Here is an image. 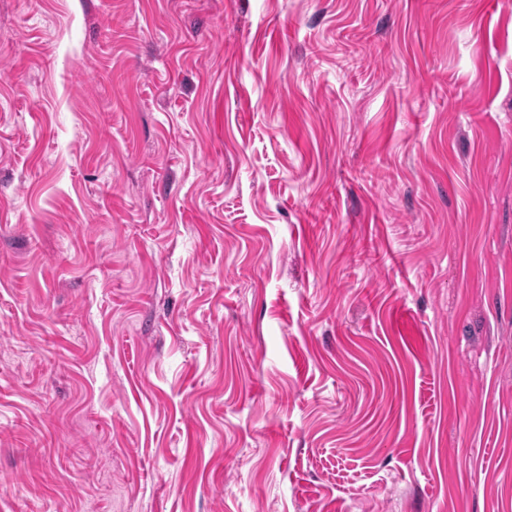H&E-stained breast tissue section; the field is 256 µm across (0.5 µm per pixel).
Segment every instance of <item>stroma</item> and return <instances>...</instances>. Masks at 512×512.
<instances>
[{
    "mask_svg": "<svg viewBox=\"0 0 512 512\" xmlns=\"http://www.w3.org/2000/svg\"><path fill=\"white\" fill-rule=\"evenodd\" d=\"M0 512H512V0H0Z\"/></svg>",
    "mask_w": 512,
    "mask_h": 512,
    "instance_id": "35a3bbf8",
    "label": "stroma"
}]
</instances>
